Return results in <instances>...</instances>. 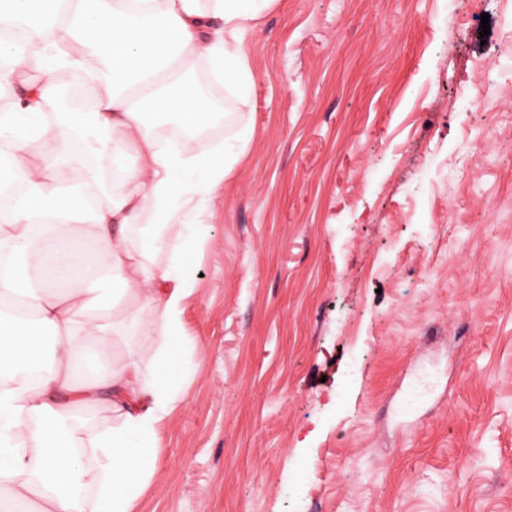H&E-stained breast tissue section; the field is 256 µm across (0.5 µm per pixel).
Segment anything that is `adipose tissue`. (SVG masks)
I'll use <instances>...</instances> for the list:
<instances>
[{"mask_svg": "<svg viewBox=\"0 0 512 512\" xmlns=\"http://www.w3.org/2000/svg\"><path fill=\"white\" fill-rule=\"evenodd\" d=\"M275 2L0 0V87L18 90L0 111V512H131L153 479L190 254L253 135L189 151L160 129L220 121L197 73L248 97L243 41ZM65 69L92 75L91 111L68 108ZM103 401L112 422L82 427Z\"/></svg>", "mask_w": 512, "mask_h": 512, "instance_id": "ef3b65f1", "label": "adipose tissue"}]
</instances>
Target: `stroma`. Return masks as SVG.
Masks as SVG:
<instances>
[{
    "label": "stroma",
    "instance_id": "35a3bbf8",
    "mask_svg": "<svg viewBox=\"0 0 512 512\" xmlns=\"http://www.w3.org/2000/svg\"><path fill=\"white\" fill-rule=\"evenodd\" d=\"M511 41L512 0L251 22L253 88L212 87L210 136H253L192 256L134 512H512V89L453 105Z\"/></svg>",
    "mask_w": 512,
    "mask_h": 512
}]
</instances>
